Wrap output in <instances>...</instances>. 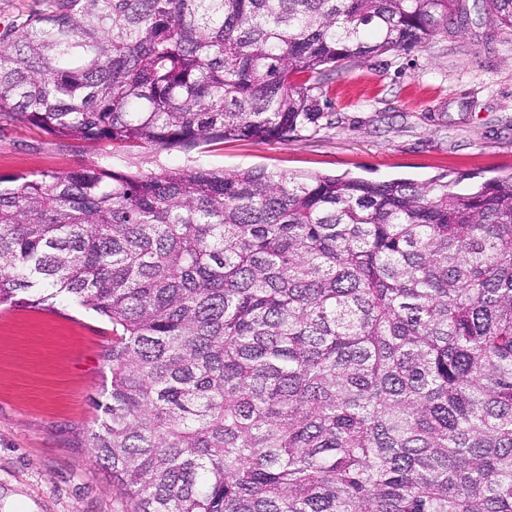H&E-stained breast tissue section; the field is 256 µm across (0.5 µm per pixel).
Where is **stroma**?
<instances>
[{
	"label": "stroma",
	"mask_w": 512,
	"mask_h": 512,
	"mask_svg": "<svg viewBox=\"0 0 512 512\" xmlns=\"http://www.w3.org/2000/svg\"><path fill=\"white\" fill-rule=\"evenodd\" d=\"M466 7L465 34L336 67L320 96L332 123L320 132L198 154L118 151L112 167H263L369 181L512 172V35L485 22L482 0ZM95 158L93 148L78 153L0 118V174L66 172ZM111 344V324L77 304L0 306V495L20 496L37 512H130L89 445L111 388L103 360Z\"/></svg>",
	"instance_id": "stroma-1"
}]
</instances>
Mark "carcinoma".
Instances as JSON below:
<instances>
[{
	"instance_id": "cac0c4a2",
	"label": "carcinoma",
	"mask_w": 512,
	"mask_h": 512,
	"mask_svg": "<svg viewBox=\"0 0 512 512\" xmlns=\"http://www.w3.org/2000/svg\"><path fill=\"white\" fill-rule=\"evenodd\" d=\"M512 33V0H486ZM460 0H49L0 33V112L97 161L0 174V306L112 324L90 433L132 512H512V174L112 168L325 118L342 61Z\"/></svg>"
}]
</instances>
